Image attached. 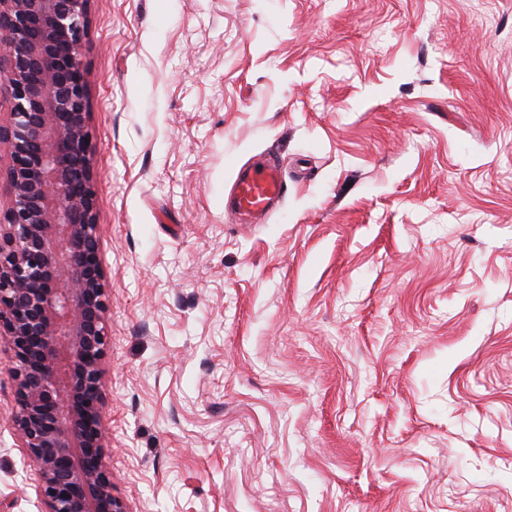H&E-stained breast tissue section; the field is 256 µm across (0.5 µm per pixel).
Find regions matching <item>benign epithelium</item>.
<instances>
[{
	"mask_svg": "<svg viewBox=\"0 0 512 512\" xmlns=\"http://www.w3.org/2000/svg\"><path fill=\"white\" fill-rule=\"evenodd\" d=\"M90 0H0V339L41 512H130L105 458L111 289L89 140Z\"/></svg>",
	"mask_w": 512,
	"mask_h": 512,
	"instance_id": "7a95c632",
	"label": "benign epithelium"
}]
</instances>
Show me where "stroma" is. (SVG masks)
<instances>
[{
  "label": "stroma",
  "instance_id": "1",
  "mask_svg": "<svg viewBox=\"0 0 512 512\" xmlns=\"http://www.w3.org/2000/svg\"><path fill=\"white\" fill-rule=\"evenodd\" d=\"M84 63L130 512H512V0H92ZM286 184L279 166L268 161L252 170L240 171L234 178L224 209H230L242 220L262 216L277 208L284 200Z\"/></svg>",
  "mask_w": 512,
  "mask_h": 512
}]
</instances>
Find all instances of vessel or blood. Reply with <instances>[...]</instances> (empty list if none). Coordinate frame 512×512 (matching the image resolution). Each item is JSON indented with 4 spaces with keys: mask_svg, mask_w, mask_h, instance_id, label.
<instances>
[{
    "mask_svg": "<svg viewBox=\"0 0 512 512\" xmlns=\"http://www.w3.org/2000/svg\"><path fill=\"white\" fill-rule=\"evenodd\" d=\"M285 193L286 184L279 166L272 162L260 163L235 176L224 205L247 220L277 208Z\"/></svg>",
    "mask_w": 512,
    "mask_h": 512,
    "instance_id": "b4317fda",
    "label": "vessel or blood"
}]
</instances>
